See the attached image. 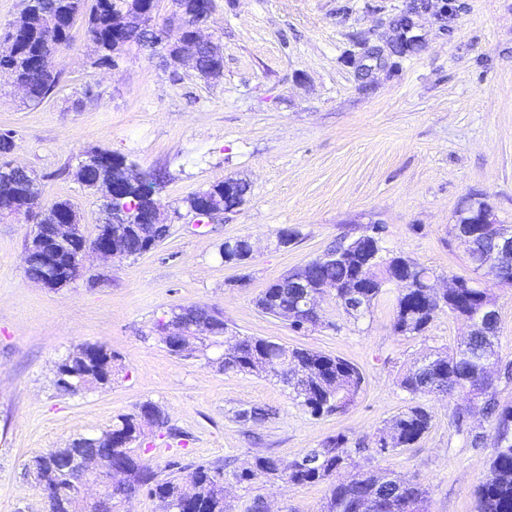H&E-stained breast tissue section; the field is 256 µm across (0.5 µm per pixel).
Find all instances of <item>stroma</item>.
<instances>
[{
  "instance_id": "stroma-1",
  "label": "stroma",
  "mask_w": 512,
  "mask_h": 512,
  "mask_svg": "<svg viewBox=\"0 0 512 512\" xmlns=\"http://www.w3.org/2000/svg\"><path fill=\"white\" fill-rule=\"evenodd\" d=\"M411 2L214 0L206 32L222 47L224 70L213 79L188 64L163 68L135 45L115 66H95L81 18L49 98L30 102L0 74V130L13 131L10 159L35 177L41 206L70 201L94 238L104 201L76 172L95 148L162 175L157 197L171 225L165 241L137 258L87 257L82 276L55 290L24 273L34 224L0 220V512H44L23 476L30 457L99 434L145 402L169 415L140 449L157 469L177 461L239 470L258 454L288 462L343 434L352 465L420 483L428 512H478L496 441L481 402L469 420V432L484 438L474 448L453 422L454 398L414 400L400 386L413 362L453 350L466 322L444 311L424 335L396 333L392 283L357 320L327 294L321 325L301 331L255 305L270 282L375 224L385 248L444 278L472 274L451 234L457 210L484 202L512 225V0H430L413 17L421 50L363 73L361 54L386 46L392 19ZM230 177L249 185L243 205L221 222L198 223L186 198ZM286 227L300 236L277 246ZM236 237L258 246L243 266L219 254ZM485 285L507 362L512 286L490 277ZM192 305L220 311L241 335L349 361L364 377L360 393L346 412L315 415L271 377L220 370L219 349L170 354L156 324ZM84 344L119 355L112 382L63 391L57 367ZM415 401L432 415L428 431L410 447L376 453L378 430ZM252 406L275 415L236 421ZM329 489L326 480L231 479L226 496L232 512H246L258 496L271 512H324Z\"/></svg>"
}]
</instances>
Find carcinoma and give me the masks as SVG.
Listing matches in <instances>:
<instances>
[{"label":"carcinoma","instance_id":"1","mask_svg":"<svg viewBox=\"0 0 512 512\" xmlns=\"http://www.w3.org/2000/svg\"><path fill=\"white\" fill-rule=\"evenodd\" d=\"M156 0H95L87 19L89 40L97 48L98 66H110L115 55L129 44L139 47L155 43L169 44L184 40L188 31L178 32L170 28H156L152 24V10ZM85 0H27L21 15L8 24L0 40V73L16 77L22 73L27 79L28 99L42 102L58 84L61 71L53 68V59L70 47V30L83 13ZM197 74L206 79L213 65L224 60L216 56L213 49L200 45L196 51ZM91 155L100 161L79 171L84 185L94 189V194L112 199V184H120L125 178V169L112 163L109 151L92 149ZM8 154L0 151V184H14L22 190L33 183L23 168L11 166ZM147 181L135 190V198L143 210L159 204L156 198L160 175L146 172ZM220 197L227 196L229 207L235 209L243 204L249 185L234 180L232 193L225 194L224 182L211 186ZM73 205L68 201L52 203L44 211L48 226L60 224L68 219ZM122 231L126 257L141 254L144 242L131 233L129 225L119 215L117 207L105 215L98 225L97 235L108 231ZM382 228L374 226L371 232L361 234L348 242L341 241L330 248L336 260L313 263L309 275L313 286L333 285L339 304L347 314L358 319L364 316L373 300L385 284L400 279L403 284L396 298L394 330L407 336L423 334L435 316L448 310L459 318L473 317L478 310L494 305L489 289L462 287L453 293L434 295L426 288L432 271L418 265L402 253L383 255L375 270L377 281L367 283L360 277L362 245L370 239L381 240ZM494 229L487 230L467 240V254L476 256L487 250L492 242ZM248 239L238 237L224 241L220 249L224 262L243 264L248 262L243 252L248 249ZM295 273L289 272L269 284L256 298V307L264 314L278 318L292 310L300 298L297 288L285 284L294 282ZM183 326L182 334L172 335L167 322L159 320V340L175 355H190L196 351L191 328L206 318V313L191 306L171 309ZM201 346L224 347L219 361L220 367L243 375L264 372L292 389L295 399L315 415L346 410L354 401L363 384V375L350 362L318 351L290 349L274 340L255 336H240L229 331L224 319L211 317L210 335L199 339ZM497 321L493 320L475 327L460 344L450 352H435L434 361L417 362L410 366L400 380V386L413 396L461 394L455 404L453 418L457 429L468 425L471 415V400L483 399L486 418L495 422L498 442L491 460L490 475L478 489L479 512H512V405L502 404L497 395L496 382L512 381V361L493 373L477 363L486 352H496ZM103 351L97 358L78 357L68 363L75 379L90 387L104 388L112 382L114 362L119 356ZM431 415L421 405H413L392 417L376 434L373 444L382 454L389 448H404L415 444L429 429ZM168 424L165 410L153 403L145 402L130 414H121L112 421V426L101 433V437L112 436V447L100 442V437H79L67 448H54L37 454L28 460L25 467L35 463L42 467L54 481L55 496L49 512H94L92 505L72 494L69 466L73 457L91 451L102 462L94 479L107 485L110 470L125 474L124 486L112 489V498L118 499L127 491L145 492L157 499L163 512L178 506L182 512H230L224 497L225 467L215 463H200L191 467L186 476L172 471L160 477L152 467L145 464L135 449L123 447L124 440H140L145 429H162ZM348 438L339 434L325 441L321 447L304 456L284 464L272 455H256L251 466L232 472L238 483L251 482L258 478H276L293 484H313L324 481L344 467L349 458L346 444ZM426 491L418 484L399 483L388 476H376L368 472H357L331 485L325 512H359L364 503L375 505L374 512H426Z\"/></svg>","mask_w":512,"mask_h":512}]
</instances>
